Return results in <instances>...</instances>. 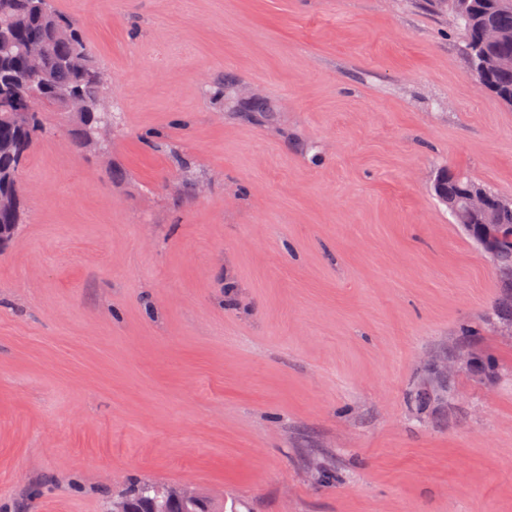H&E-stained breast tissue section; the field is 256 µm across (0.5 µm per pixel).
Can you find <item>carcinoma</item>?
<instances>
[{"label":"carcinoma","mask_w":512,"mask_h":512,"mask_svg":"<svg viewBox=\"0 0 512 512\" xmlns=\"http://www.w3.org/2000/svg\"><path fill=\"white\" fill-rule=\"evenodd\" d=\"M490 25L512 34V0H470L454 26L464 36L463 53L476 72L479 64L474 38ZM77 24L60 13L52 0H0V244L13 238L24 220L21 175L36 139L47 131L42 112L55 111L65 118L67 132L82 149L97 129L112 125L106 105L111 77L92 55ZM482 86L498 100L512 96V65L485 73ZM479 183L464 175L448 177V196L457 197ZM458 224H491L494 237L486 249L497 266L512 267V208L492 207L474 215L459 207ZM497 313L512 319V283L501 285ZM448 393V382L437 381L417 393L423 404ZM170 487L156 482L132 481L125 495L112 500V512H224L206 497L183 501L170 510Z\"/></svg>","instance_id":"1"}]
</instances>
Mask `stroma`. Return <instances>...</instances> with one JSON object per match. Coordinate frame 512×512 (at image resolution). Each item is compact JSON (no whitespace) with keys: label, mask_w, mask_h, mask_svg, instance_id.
<instances>
[{"label":"stroma","mask_w":512,"mask_h":512,"mask_svg":"<svg viewBox=\"0 0 512 512\" xmlns=\"http://www.w3.org/2000/svg\"><path fill=\"white\" fill-rule=\"evenodd\" d=\"M119 119L54 112L0 250V512L133 479L237 512H512L500 279L432 191L512 198V108L425 0H53ZM470 351L443 404L414 394ZM461 176V177H459ZM447 178H448V194H447ZM485 188L490 196L491 202H494L499 197L505 198L498 194L497 192L484 187L483 185L475 182L467 175L461 174V173H450V176L448 177V171L447 169L442 170L439 175L437 176L435 183H434V190L436 194L440 197H442L445 201H448V197H458L460 192L463 189L466 188ZM484 189V190H485Z\"/></svg>","instance_id":"stroma-1"}]
</instances>
